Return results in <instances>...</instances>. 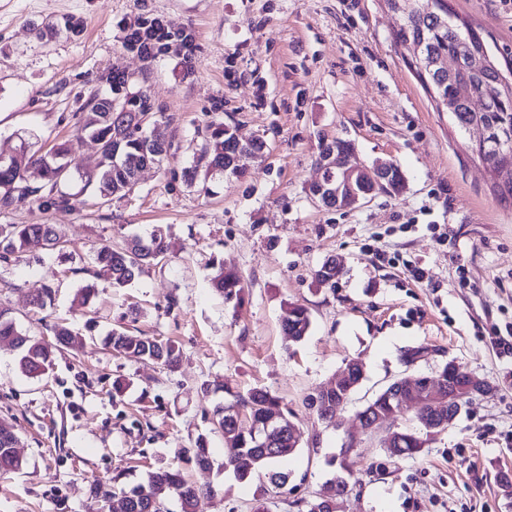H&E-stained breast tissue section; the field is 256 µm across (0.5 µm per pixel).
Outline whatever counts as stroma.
Wrapping results in <instances>:
<instances>
[{
	"instance_id": "1",
	"label": "stroma",
	"mask_w": 512,
	"mask_h": 512,
	"mask_svg": "<svg viewBox=\"0 0 512 512\" xmlns=\"http://www.w3.org/2000/svg\"><path fill=\"white\" fill-rule=\"evenodd\" d=\"M450 3L496 60L512 59V10L500 0ZM138 15L192 29L193 74L174 57L143 70L121 49L122 29ZM67 17L82 20L79 36H40ZM399 23L386 0H0V152L67 139L81 172L71 186L76 210L20 206L0 217L54 224L64 235L62 247L0 263V308L46 343L58 321L82 340L33 378L20 370L19 350L0 345V419L14 424L26 460L0 477V512H100L94 479L139 482L159 467L211 487L194 512H300L336 477L348 486L341 512H512V356L495 346L512 327V201L495 194L472 134L421 86L394 40ZM113 64L144 72L167 105L169 167L191 166L217 99L241 140H265L264 155L243 177L216 175L177 192L151 167L128 198L101 206L82 181L97 169L98 146L74 138L73 114L77 96ZM335 138L352 142L363 164H397L405 190L342 210L315 203L307 188L322 175L319 146ZM158 228L167 244L159 264L124 288L94 278L98 248L147 242ZM330 258L343 272L318 284L314 272ZM219 265L241 277L240 307L213 290ZM47 286L56 299L41 310L32 299ZM87 286L91 302L75 310ZM291 304L311 314L298 342L280 328ZM118 326L173 341L178 368L113 353L104 339ZM420 346L431 356L406 367L404 352ZM352 359L363 380L335 422L319 419L306 397ZM448 360L481 392L421 452L389 460L382 434L358 429L357 411L395 378L436 377ZM205 383L223 389L205 400ZM255 388L278 396L302 435L279 488L265 473L242 481L226 469L211 423L214 405ZM202 438L208 470L193 460Z\"/></svg>"
}]
</instances>
